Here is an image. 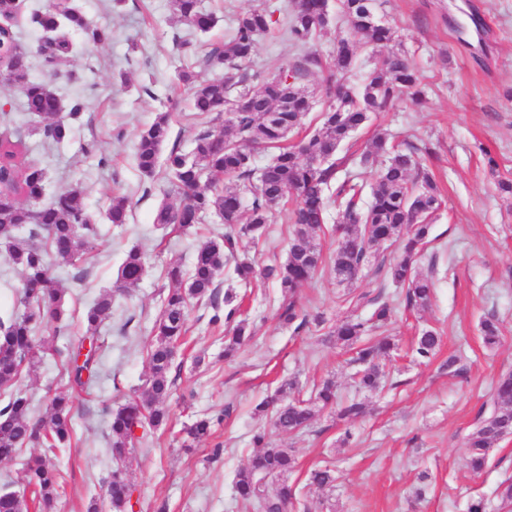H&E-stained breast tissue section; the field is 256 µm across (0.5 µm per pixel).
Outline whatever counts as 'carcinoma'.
<instances>
[{"mask_svg":"<svg viewBox=\"0 0 512 512\" xmlns=\"http://www.w3.org/2000/svg\"><path fill=\"white\" fill-rule=\"evenodd\" d=\"M376 0H340V10L349 26V36L341 39L332 63L324 61L316 40L330 22L328 0H292L287 22L288 40L301 50L290 65L281 66L267 76L248 70L260 38L278 26L274 11L249 10L240 16L231 37L203 56L205 68L224 70V75L199 81L185 68L179 81L191 92L192 106L200 115H214L195 135L191 152L173 146L162 154L170 132V115L160 112L137 141L135 160L141 173L152 176L163 166L169 188L159 206L155 221L173 224L180 232H196L209 215L224 218L229 230L218 240L199 245L189 269L171 265L167 269V294L154 323L148 350L149 374L140 394L112 410L110 452L113 467L104 484V493L113 512H131L134 485L127 472V459L137 446L153 443L154 434L167 427L169 413L164 407L174 379L171 373L177 351L185 344L188 316L192 305L204 304L213 311L209 323L231 327L224 340V358L229 359L253 336L248 319L242 317L243 299L231 291H219L218 278L228 263L234 264L238 281L249 286L257 279L273 282L280 288L282 303L278 320L298 333L313 323L320 326L324 317L303 311L297 300L300 288L324 263L321 245L312 231L322 226L324 213L336 208L340 237L330 261L338 282L349 284L359 272L372 266L384 272L393 285L405 289L409 308H425L433 294L432 279L417 268V262L432 231L436 213L443 205L438 187L424 168L427 146L411 142L388 143L376 135L364 150L350 156H336L369 120L402 97L417 104L422 101V82L406 56L392 53L379 60L361 88L351 86L349 73L355 59L356 41L380 45L392 38L391 28L377 14ZM178 19L191 28L206 32L216 17L200 6V0H173ZM29 23L47 33L50 41L43 47L45 65L51 69L69 62L76 54L72 34L79 32L93 44H105L112 38L107 27L92 26L74 4L68 2L33 12ZM15 32L0 33V52L13 71L12 83L23 88V109L43 122L44 140L62 143L69 140L73 122L84 112L85 102L73 97L63 103L57 89L47 81L28 77L16 62L24 55L14 52ZM324 73L320 97L327 103L321 127L310 137L296 143L288 135L301 129L312 101L305 81ZM261 80L260 86L254 81ZM258 148L272 151L262 167L256 166ZM29 147L20 138L3 136L0 140V247L22 275L19 303L23 311L0 318V388L7 401L0 404V459H11L24 446L39 447L43 454L27 461L21 480L30 488L32 507H49L59 494L62 475L52 456L71 441V391L92 382L100 360V328L111 318L112 293L101 294L85 315L82 343L71 349L62 364L65 390L49 397L44 416L35 418L31 403L20 387L24 369L41 360L36 343L38 332L50 326L60 335L69 326L62 290L51 272L49 257L78 267L93 249L97 225L87 209L82 192L71 187L57 196H47L44 169L27 160ZM358 169L354 176H339L346 163ZM372 179L371 200L364 210L357 198L364 189L361 181ZM127 197L114 194L106 209L107 220L120 226L126 221ZM286 219L293 225L288 255L283 262L259 265L255 259L238 254V240L248 236L258 243L266 238L269 225ZM396 245L395 256L379 260V249ZM146 261L133 248L126 255L117 276L123 289L137 285L143 278ZM356 306H369L367 320L345 318L329 328L325 340L349 349L350 364L356 367L354 382L362 390L373 392L385 378L384 361L394 345L387 336L378 335L392 319L393 307L381 296L361 294L348 299ZM485 346L495 347L500 339L499 320L491 315L480 323ZM441 337L433 329L423 330L413 344V358L419 363L431 361L437 354ZM330 411L341 421L352 422L366 413L362 401L337 402L336 382L323 379L309 395L295 390V382L281 385L277 400H264L255 406V414L269 419L271 429L260 428L252 443L258 452L236 476L237 497L256 512H288L292 489L286 484L296 467L293 451L279 446L273 435H298L309 430L316 416ZM221 417L202 415L183 426L182 447L192 448L207 440ZM512 437V372L500 374L493 393L484 401L465 437L470 469L479 473L486 467L490 453L499 443ZM279 481L271 489L269 483ZM308 484L317 489L332 488L336 472L330 467L309 471ZM25 501L12 493L0 495V512H24Z\"/></svg>","mask_w":512,"mask_h":512,"instance_id":"carcinoma-1","label":"carcinoma"}]
</instances>
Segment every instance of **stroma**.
<instances>
[{"label": "stroma", "mask_w": 512, "mask_h": 512, "mask_svg": "<svg viewBox=\"0 0 512 512\" xmlns=\"http://www.w3.org/2000/svg\"><path fill=\"white\" fill-rule=\"evenodd\" d=\"M268 2L201 0L202 9L217 17L216 26L202 34L177 21L171 0H78L87 21L109 27L112 39L81 48L66 68L53 74L38 52L43 33L26 25L29 12L49 6L50 0H21L14 27L33 76L53 79L63 95H83L87 108L70 140L48 143L36 131L38 117L24 112L20 92L0 83V104L6 110L0 131L24 137L32 148L30 160L47 171L49 192L78 186L100 231L82 263V282L74 281L73 267L53 266L71 330L56 338L51 328H43L47 346L41 361L21 379L35 415H44L48 398L61 388V363L81 340L87 308L113 288L130 248H139L146 257L141 282L116 295L113 316L101 327L104 346L94 381L74 393L71 445L56 456L63 482L55 512H87L92 505L98 512H111L102 488L112 466L110 413L133 395L148 372L147 347L166 270L177 262L190 265L201 242L225 232L224 224L212 217L187 235L156 223L168 179L161 170L151 178L141 174L134 156L137 138L157 113L167 112L171 143L191 149L203 118L178 81L179 70L190 62L182 41L198 51L223 41L239 13ZM377 3L393 38L380 48L358 47L352 83L362 85L375 62L402 52L418 71L425 97L417 106L403 98L372 113L341 151L362 150L379 133L393 142L407 140L433 149L427 166L445 203L419 263L421 272L433 274L431 303L425 309L406 307L403 289L370 269L352 284H339L328 262L302 288L303 306L323 313L330 326L343 317L369 313L344 304L346 292L394 301L395 318L387 333L401 355L385 388L375 394L353 386L345 350L322 342V328L311 325L296 334L279 323L282 297L272 283L248 287L245 307L255 335L229 362L222 357L224 329L210 325L209 309L193 307L167 401L170 424L156 433L149 452L135 453L128 467L139 499L135 512H254L237 498L234 480L255 452L251 438L261 424L255 406L285 380H296L306 390L329 375L343 399L365 401L368 412L347 424L322 413L310 431L279 437L297 461L288 476L296 490L290 512H467L478 496L486 500L487 512H499L496 488L512 477V437L492 452L479 475L467 466L464 437L496 377L512 370V202L497 190L498 179L512 178V0ZM91 140L98 147L94 156L81 149ZM483 145L497 169H490L480 153ZM116 193L128 199L126 222L119 227L104 217ZM290 229L287 221H279L265 241L241 238L239 251L262 264L284 261ZM490 313L502 323L501 340L491 349L479 332L480 320ZM430 327L443 338L441 356L464 355L462 375L448 374L435 362L419 365L407 358L412 338ZM203 413L223 415L224 421L211 439L185 450L179 431ZM347 431L354 446L339 443ZM324 462L339 472L335 487L309 488V470ZM423 472L429 475L424 484L419 481Z\"/></svg>", "instance_id": "1"}]
</instances>
